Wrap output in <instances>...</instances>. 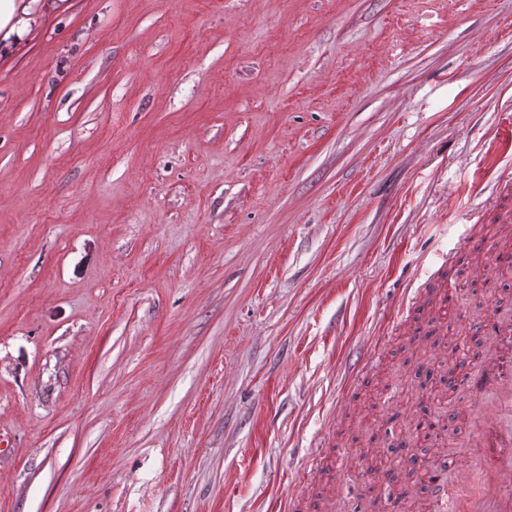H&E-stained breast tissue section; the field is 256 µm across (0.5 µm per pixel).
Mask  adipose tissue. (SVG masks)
Segmentation results:
<instances>
[{"instance_id": "obj_1", "label": "adipose tissue", "mask_w": 512, "mask_h": 512, "mask_svg": "<svg viewBox=\"0 0 512 512\" xmlns=\"http://www.w3.org/2000/svg\"><path fill=\"white\" fill-rule=\"evenodd\" d=\"M66 0H0V51L26 43L43 16L63 12Z\"/></svg>"}]
</instances>
